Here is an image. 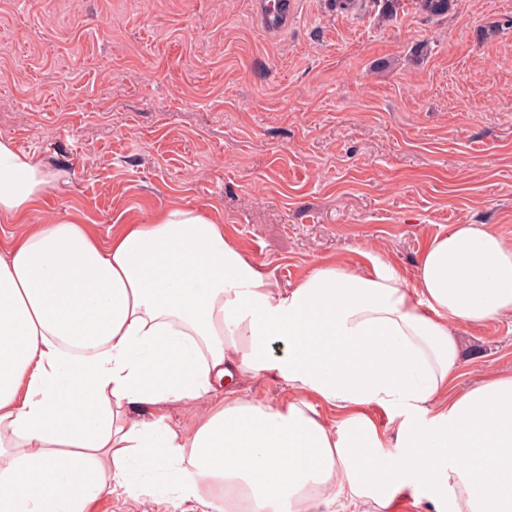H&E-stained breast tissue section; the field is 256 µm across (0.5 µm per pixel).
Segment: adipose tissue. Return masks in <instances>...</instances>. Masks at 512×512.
Instances as JSON below:
<instances>
[{"label": "adipose tissue", "mask_w": 512, "mask_h": 512, "mask_svg": "<svg viewBox=\"0 0 512 512\" xmlns=\"http://www.w3.org/2000/svg\"><path fill=\"white\" fill-rule=\"evenodd\" d=\"M52 180L0 138V222L26 227L0 243V512H86L155 474L200 512L216 508L202 480L247 512H319L337 495L389 512L408 487L431 490L435 512H512V373L452 388L456 327L512 318V238L457 224L426 243L413 284L377 259L279 289L195 209L104 238L68 214L34 221ZM260 372L298 398L223 394ZM215 396L190 429L164 411ZM373 403L401 411L397 453Z\"/></svg>", "instance_id": "ef3b65f1"}]
</instances>
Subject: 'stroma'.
<instances>
[{"label":"stroma","mask_w":512,"mask_h":512,"mask_svg":"<svg viewBox=\"0 0 512 512\" xmlns=\"http://www.w3.org/2000/svg\"><path fill=\"white\" fill-rule=\"evenodd\" d=\"M298 0L267 38L251 0H0V137L54 175L37 218L100 236L172 205L206 212L289 288L380 256L413 284L456 224L512 237V0L440 19L400 0ZM463 391L512 372V321L465 326ZM237 396L282 403L269 373ZM162 478L88 512H196Z\"/></svg>","instance_id":"35a3bbf8"}]
</instances>
